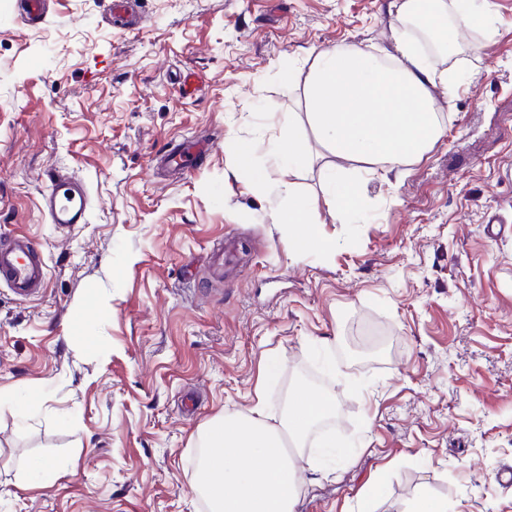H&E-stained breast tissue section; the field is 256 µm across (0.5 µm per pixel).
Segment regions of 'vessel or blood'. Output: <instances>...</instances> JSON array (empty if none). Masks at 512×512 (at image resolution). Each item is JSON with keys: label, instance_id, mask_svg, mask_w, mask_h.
<instances>
[{"label": "vessel or blood", "instance_id": "b4317fda", "mask_svg": "<svg viewBox=\"0 0 512 512\" xmlns=\"http://www.w3.org/2000/svg\"><path fill=\"white\" fill-rule=\"evenodd\" d=\"M91 207L85 181L57 176L50 191L41 200L43 213L50 223L60 226L84 224ZM47 264L43 252L29 237L17 234L0 242V283L21 300L38 297L44 287Z\"/></svg>", "mask_w": 512, "mask_h": 512}]
</instances>
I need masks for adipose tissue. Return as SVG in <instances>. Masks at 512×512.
Here are the masks:
<instances>
[{
  "label": "adipose tissue",
  "instance_id": "1",
  "mask_svg": "<svg viewBox=\"0 0 512 512\" xmlns=\"http://www.w3.org/2000/svg\"><path fill=\"white\" fill-rule=\"evenodd\" d=\"M390 7L400 23L390 61L361 46L317 52L303 79L302 111L283 114L282 133L270 144L272 160L289 174L279 185L273 221L297 225L288 240L295 256L329 250L317 229L321 209L340 219L365 209L360 181L346 174V164L384 178L421 160L442 137L437 91L453 89L458 76L430 63L422 37L444 51L459 28H483L491 18L490 0H392ZM300 126L309 127L310 136L298 135ZM315 153L338 176L320 199L303 196L294 180Z\"/></svg>",
  "mask_w": 512,
  "mask_h": 512
}]
</instances>
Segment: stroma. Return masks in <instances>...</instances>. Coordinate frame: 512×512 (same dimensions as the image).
Wrapping results in <instances>:
<instances>
[{
	"label": "stroma",
	"mask_w": 512,
	"mask_h": 512,
	"mask_svg": "<svg viewBox=\"0 0 512 512\" xmlns=\"http://www.w3.org/2000/svg\"><path fill=\"white\" fill-rule=\"evenodd\" d=\"M0 0V238L49 265L44 293L0 287V512H207L191 485L215 415L263 403L278 427L295 375L334 392L336 417L295 453L294 512H512V0L432 61L445 133L388 179L360 174L366 211L322 213L325 253L296 257L276 224L268 154L296 111L311 50H391L390 0H48L24 23ZM209 153L176 168L191 136ZM254 142L263 188L236 179ZM87 183L89 221L49 223L55 174ZM242 269L210 270L226 236ZM276 382L261 385L268 358ZM63 467L37 486L32 459Z\"/></svg>",
	"instance_id": "1"
}]
</instances>
